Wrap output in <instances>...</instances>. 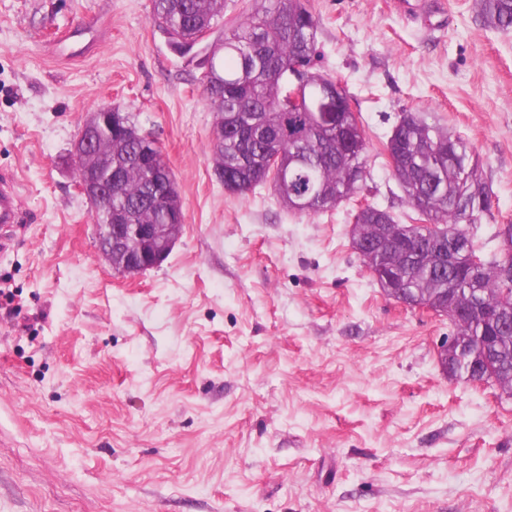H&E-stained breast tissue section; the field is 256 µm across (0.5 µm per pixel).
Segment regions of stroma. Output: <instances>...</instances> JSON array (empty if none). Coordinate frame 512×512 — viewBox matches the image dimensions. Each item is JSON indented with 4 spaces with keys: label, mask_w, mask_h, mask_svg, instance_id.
Listing matches in <instances>:
<instances>
[{
    "label": "stroma",
    "mask_w": 512,
    "mask_h": 512,
    "mask_svg": "<svg viewBox=\"0 0 512 512\" xmlns=\"http://www.w3.org/2000/svg\"><path fill=\"white\" fill-rule=\"evenodd\" d=\"M309 0L316 61L363 123L367 181L317 215L214 172L201 47L151 0H0V172L26 223L0 255V512H512V397L448 378L455 326L385 296L358 201L416 211L383 152L401 109L459 132L512 224V30L474 0ZM153 133L185 214L161 266L100 257L70 150L87 113Z\"/></svg>",
    "instance_id": "35a3bbf8"
}]
</instances>
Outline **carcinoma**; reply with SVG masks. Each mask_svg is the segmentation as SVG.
Instances as JSON below:
<instances>
[{
	"label": "carcinoma",
	"mask_w": 512,
	"mask_h": 512,
	"mask_svg": "<svg viewBox=\"0 0 512 512\" xmlns=\"http://www.w3.org/2000/svg\"><path fill=\"white\" fill-rule=\"evenodd\" d=\"M484 26L512 27V0H474ZM224 0H153L152 18L176 42L195 44L199 32L213 29L223 16ZM319 20L309 0H254L252 11L222 30L209 58V73L201 78L211 101L216 126L224 139L216 145L215 165L224 169L245 195L265 184L273 170L288 169V185L274 186L288 211L314 215L337 208L360 191L368 177L366 133L359 113L349 112L339 123L321 125L312 111L293 104L294 66L306 67L308 105L327 95L333 80L311 71ZM392 175L404 201L421 208L422 224H400L391 209L365 203L354 214L353 246H365L384 236L391 247L361 254L369 270L391 276L411 294L432 295L438 288L456 289L454 299L473 313L456 325L472 351L481 352V338L495 337L499 361L497 380L512 392V328L500 327L487 313L512 307V290L499 277L497 255L474 267L464 258L450 265L440 256L438 239L474 242L467 225L488 211L491 185L467 141L436 121L411 109L399 119L384 144ZM142 145L99 133L92 166L101 174L122 172L112 185V208H121L132 224H167V209L182 208L179 195L157 206L161 191L139 166Z\"/></svg>",
	"instance_id": "obj_1"
}]
</instances>
